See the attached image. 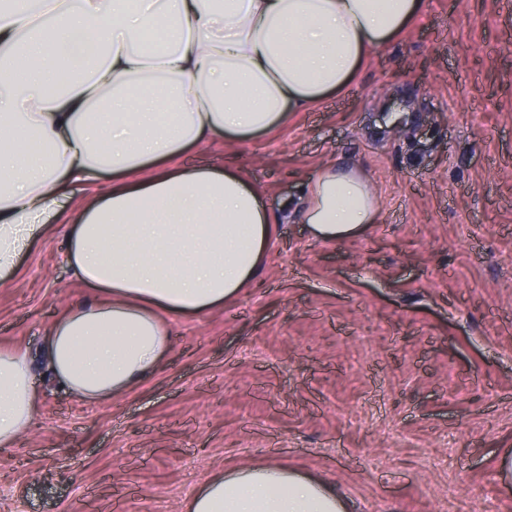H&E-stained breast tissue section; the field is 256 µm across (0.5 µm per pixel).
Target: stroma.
Returning <instances> with one entry per match:
<instances>
[{"instance_id": "stroma-1", "label": "stroma", "mask_w": 512, "mask_h": 512, "mask_svg": "<svg viewBox=\"0 0 512 512\" xmlns=\"http://www.w3.org/2000/svg\"><path fill=\"white\" fill-rule=\"evenodd\" d=\"M178 163L264 192L262 288L169 320L160 366L110 399L37 368L35 424L0 451V512H183L213 472L266 465L335 486L349 512H512V0H430L348 89ZM328 166L379 196L335 242L302 222ZM112 184L70 188L0 285V347H36L93 298L68 230Z\"/></svg>"}]
</instances>
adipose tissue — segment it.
I'll use <instances>...</instances> for the list:
<instances>
[{
	"mask_svg": "<svg viewBox=\"0 0 512 512\" xmlns=\"http://www.w3.org/2000/svg\"><path fill=\"white\" fill-rule=\"evenodd\" d=\"M429 0H29L0 8V281L47 235L70 185L120 183L70 227L68 263L100 297L61 314L42 341L78 400L122 393L169 347L162 314H199L253 284L271 218L242 174H128L216 137L247 140L346 88ZM80 68L62 94L46 85ZM107 151H100V142ZM358 170L328 168L304 219L334 241L373 223ZM27 350L0 349V447L38 413ZM185 512H346L334 487L283 467H238L196 487Z\"/></svg>",
	"mask_w": 512,
	"mask_h": 512,
	"instance_id": "1",
	"label": "adipose tissue"
}]
</instances>
